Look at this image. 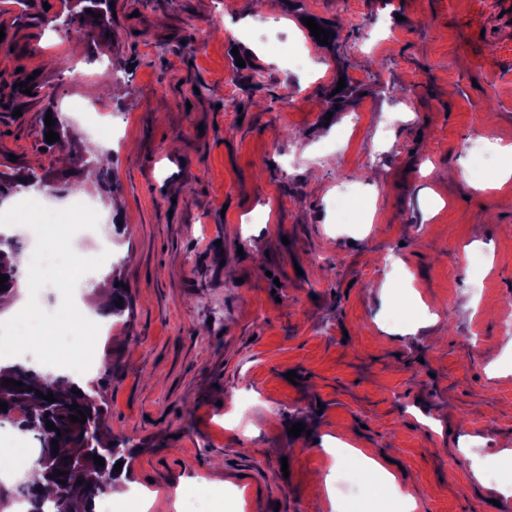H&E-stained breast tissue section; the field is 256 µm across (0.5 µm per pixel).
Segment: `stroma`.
Returning a JSON list of instances; mask_svg holds the SVG:
<instances>
[{
	"label": "stroma",
	"instance_id": "35a3bbf8",
	"mask_svg": "<svg viewBox=\"0 0 512 512\" xmlns=\"http://www.w3.org/2000/svg\"><path fill=\"white\" fill-rule=\"evenodd\" d=\"M113 2L110 31L77 45L53 24L67 0H0V173L67 186L118 226L96 278L129 303L91 338L81 386L137 447L123 485L149 512L216 485L238 512H398L406 491L417 512H512L496 492L512 180L481 192L458 176L504 164L471 142L512 145V0ZM76 101L102 105L105 130L129 118L109 139L112 203L44 147L46 106ZM56 265L33 298L46 320L75 290ZM424 307L437 322L408 333ZM327 436L389 460L398 492L363 497ZM328 472L332 506L313 489Z\"/></svg>",
	"mask_w": 512,
	"mask_h": 512
}]
</instances>
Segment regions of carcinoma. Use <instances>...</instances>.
<instances>
[{
  "label": "carcinoma",
  "mask_w": 512,
  "mask_h": 512,
  "mask_svg": "<svg viewBox=\"0 0 512 512\" xmlns=\"http://www.w3.org/2000/svg\"><path fill=\"white\" fill-rule=\"evenodd\" d=\"M110 0H75L67 15L79 19V25L66 33L79 41L93 36L87 28L86 18L101 14L96 26L104 30L109 24ZM27 172H16L0 177V196L19 192L28 180ZM24 248L20 236H12L10 242L0 245V274L8 276L0 296L12 292L17 285L19 271L13 257ZM5 379L23 383L21 389L1 385ZM53 394L56 401L50 403L36 395ZM0 401L8 404L0 409V421H7L21 430L33 434L38 443L35 481L18 483V498L27 502L29 512H92L96 497L108 492L120 477L114 470L117 462L132 455L130 441H110L104 436V419L95 400L70 380L59 375H37L22 365L0 369ZM78 404L74 409L72 404ZM83 411L86 422H70V416ZM54 423L55 429H47L46 422ZM58 440V450H53L52 440ZM104 458V465L89 467L93 456ZM65 484H60V481Z\"/></svg>",
  "instance_id": "obj_1"
}]
</instances>
